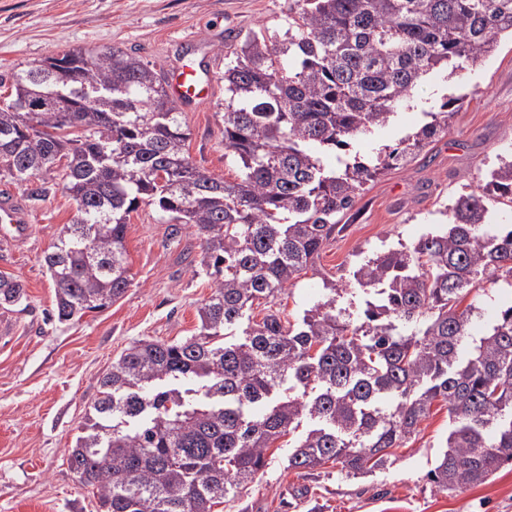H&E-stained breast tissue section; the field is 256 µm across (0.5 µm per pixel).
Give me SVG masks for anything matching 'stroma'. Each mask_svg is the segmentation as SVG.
<instances>
[{"mask_svg":"<svg viewBox=\"0 0 512 512\" xmlns=\"http://www.w3.org/2000/svg\"><path fill=\"white\" fill-rule=\"evenodd\" d=\"M288 0H0V75L70 49L97 54L115 48L172 71L197 69L209 95L181 103L193 162L218 178L238 169L224 158V57L255 30L281 32ZM461 96L447 133L406 165L367 185L321 252L272 302L282 320L297 322L322 299L323 278L343 288L342 305L364 320L365 295L354 271L376 253L412 247L446 226L455 199L500 160H512V38L482 66L457 80L444 73L422 80L416 106L399 111L374 134L355 141L351 154L368 159L396 146L438 110L444 95ZM24 200L28 230L0 237V273L20 281L27 299L0 306V512H99L98 500L67 462L94 401L99 381L134 341L177 342L198 335V310L213 293L200 267L195 235L174 238L153 206L132 212L125 245L132 282L109 307L66 322L48 320L55 295L43 256L70 223L75 203L56 189L28 200L23 187L0 176V194ZM312 423L301 419L267 455V465L238 498L213 512H512V467L487 482L448 495L427 474L448 436V412L433 405L392 462L363 478L329 466L300 479L288 452ZM308 488L293 500L294 487Z\"/></svg>","mask_w":512,"mask_h":512,"instance_id":"obj_1","label":"stroma"}]
</instances>
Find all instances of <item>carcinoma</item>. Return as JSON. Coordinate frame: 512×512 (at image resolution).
Here are the masks:
<instances>
[{
    "instance_id": "1",
    "label": "carcinoma",
    "mask_w": 512,
    "mask_h": 512,
    "mask_svg": "<svg viewBox=\"0 0 512 512\" xmlns=\"http://www.w3.org/2000/svg\"><path fill=\"white\" fill-rule=\"evenodd\" d=\"M512 36V0H290L281 40L252 33L224 63V158L217 178L188 156V132L165 79L121 50H68L0 75V174L39 201L34 179L66 160L62 189L76 213L44 265L54 317L80 318L130 284L126 221L157 207L172 233L192 230L214 291L201 331L181 342L139 340L99 381L97 420L68 450L71 471L95 490L100 512H211L242 494L267 452L300 420L313 427L288 456L305 477L329 462L357 478L391 462L434 401L452 429L428 474L439 492L486 482L512 467V302L481 337L475 293L512 287V227L490 205L512 203V160L460 194L450 227L411 249H390L355 272L364 320L336 308L342 289L297 324L272 311L249 320L334 237L337 217L383 170L405 165L448 130L456 97L375 161L324 165L385 125L433 70L460 76ZM64 61V74L55 72ZM68 98L72 111H22ZM471 302L463 307L466 297ZM26 300L0 275V305ZM296 396L274 399L283 386Z\"/></svg>"
}]
</instances>
